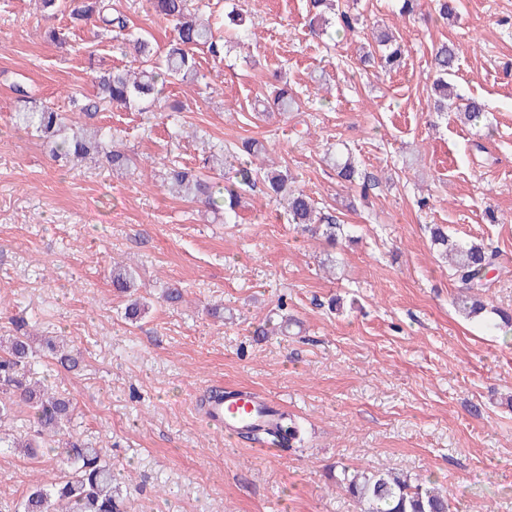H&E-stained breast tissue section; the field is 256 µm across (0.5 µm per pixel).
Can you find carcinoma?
Returning <instances> with one entry per match:
<instances>
[{
	"instance_id": "obj_1",
	"label": "carcinoma",
	"mask_w": 512,
	"mask_h": 512,
	"mask_svg": "<svg viewBox=\"0 0 512 512\" xmlns=\"http://www.w3.org/2000/svg\"><path fill=\"white\" fill-rule=\"evenodd\" d=\"M154 12L172 26L173 39L166 51L162 67L149 68L147 63L154 56L149 39L134 33L128 34L134 61L144 66L139 72L119 68L101 69L93 77L97 103L136 108L142 104L161 102L166 84L173 81L195 79L199 68L195 50L205 48L216 59L224 56V37L217 34L208 21L193 17L188 11V0H151ZM70 15L77 19L97 18L105 27L125 29L126 20L112 16L106 0H69ZM386 34L377 40V47L366 52L363 62L387 68L400 58L398 47H388ZM457 48L448 43L439 45L434 52L436 77L433 86L442 99L435 101L437 112L448 110L451 98L448 78L453 76ZM295 99L288 91L280 90L273 99L271 110L291 112ZM18 123L26 129H35L52 139L60 131L61 118L45 104L35 105L17 112ZM54 157L69 156L84 159L94 155L116 171L136 166V158L121 147L112 129L100 127L92 133L55 142ZM256 154L240 162L234 180L226 184L211 181L208 176L183 167L172 166L166 171L167 184L184 193L185 197L211 209H224V223L229 224L237 215L242 195L254 185L256 177L263 175L270 197L285 200L292 223L304 232L317 234L322 231L334 241L343 227L334 219L315 210L310 197L303 191L288 187V173L276 169H262L254 165ZM338 177L347 185L360 186L359 169L351 158L336 157ZM431 242L452 259L456 295L454 304L469 319L482 316L487 311L481 300L486 288L485 275L497 254L476 243L454 240L444 227L430 228ZM112 286L125 293L135 286V271L124 267L112 271ZM36 338L26 333L0 336V418L10 416L13 397L18 396L32 410L28 431L16 437L0 436V448H22L27 452L45 446H57L56 457L63 467L61 480L50 485H34L19 502L14 512H119L117 489L113 487L112 464L96 448L82 446L65 439L69 433L74 407L70 399L48 387L27 379L37 356ZM43 345L57 368L73 371L80 365L79 358L62 340L46 338ZM271 435L281 446L298 448L303 441V429L294 417H282L271 430ZM336 483L352 497L364 504V512H449L446 492L427 486L392 470H358L342 468Z\"/></svg>"
}]
</instances>
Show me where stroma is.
<instances>
[{
  "label": "stroma",
  "mask_w": 512,
  "mask_h": 512,
  "mask_svg": "<svg viewBox=\"0 0 512 512\" xmlns=\"http://www.w3.org/2000/svg\"><path fill=\"white\" fill-rule=\"evenodd\" d=\"M236 2L248 34L228 36L223 59L197 52L202 82L168 85L157 108L88 117L71 100L93 95L92 67L130 57L92 22L72 26L64 2L0 0V334L22 323L79 353L77 370L45 378L73 402L74 439L125 476L121 512H360L333 478L344 466L419 476L446 489L451 512H512V339L455 313L452 270L427 230L496 251L484 300L512 310V0H460L449 20L433 0L410 16L398 0H338L358 30L320 37L307 0L189 9L218 24ZM112 4L167 48L171 28L147 0ZM385 30L400 66L362 69V44ZM445 41L459 51L456 92L485 105L479 122L433 109ZM277 76L300 111H255ZM17 84L60 113L63 135L111 127L138 169L53 158L13 125ZM248 139L350 241L303 234L258 189L228 224L165 186L169 165L197 170L205 157L217 181L233 178ZM331 148L375 177L368 199L338 178ZM117 264L137 271L129 295L112 287ZM174 286L184 298L166 302ZM131 297L146 304L134 325ZM216 388L277 400L303 446L264 455L206 426L201 401ZM61 475L45 449L0 451V506Z\"/></svg>",
  "instance_id": "obj_1"
}]
</instances>
